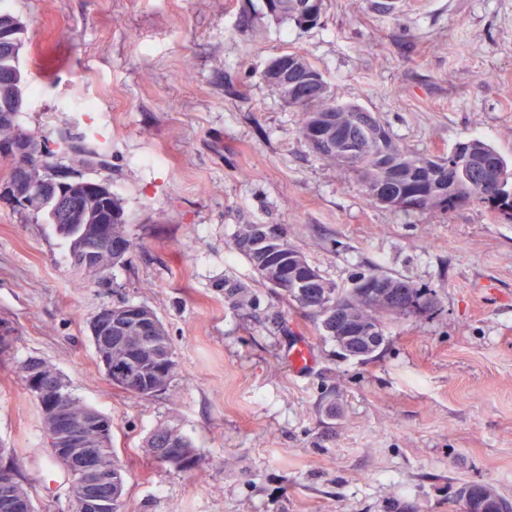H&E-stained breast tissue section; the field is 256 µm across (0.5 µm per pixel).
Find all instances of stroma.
<instances>
[{"mask_svg": "<svg viewBox=\"0 0 512 512\" xmlns=\"http://www.w3.org/2000/svg\"><path fill=\"white\" fill-rule=\"evenodd\" d=\"M26 27L33 87L22 127L57 162L110 185L135 247L104 283L79 288L69 243L0 201V442L37 512H71L34 398L15 365L38 357L112 419L124 512H464L466 483L512 500V220L473 203L404 215L351 171L322 161L300 114L262 78L304 55L337 102L373 113L425 157L474 138L512 162V0H324L316 26L265 0H5ZM84 98L93 111L76 110ZM96 145L79 165L61 133ZM242 224H277L338 287L376 267L427 292L392 320L375 356L343 359L307 310L259 283ZM234 278L247 312L224 302ZM117 302L154 310L179 375L152 397L107 381L90 325ZM312 361L295 370L297 344ZM335 390L336 415L325 411ZM160 426L202 450L190 473L144 447Z\"/></svg>", "mask_w": 512, "mask_h": 512, "instance_id": "1", "label": "stroma"}]
</instances>
